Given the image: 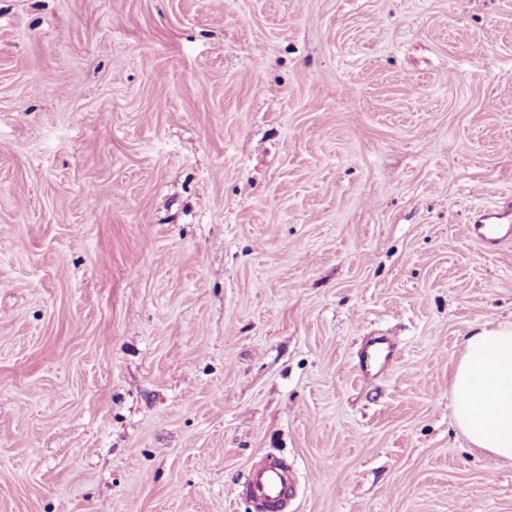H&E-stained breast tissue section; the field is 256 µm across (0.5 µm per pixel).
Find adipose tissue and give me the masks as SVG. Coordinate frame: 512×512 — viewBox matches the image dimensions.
Segmentation results:
<instances>
[{
    "label": "adipose tissue",
    "mask_w": 512,
    "mask_h": 512,
    "mask_svg": "<svg viewBox=\"0 0 512 512\" xmlns=\"http://www.w3.org/2000/svg\"><path fill=\"white\" fill-rule=\"evenodd\" d=\"M450 394L454 423L469 444L512 460V322L485 324L466 338Z\"/></svg>",
    "instance_id": "1"
}]
</instances>
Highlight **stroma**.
<instances>
[{"mask_svg":"<svg viewBox=\"0 0 512 512\" xmlns=\"http://www.w3.org/2000/svg\"><path fill=\"white\" fill-rule=\"evenodd\" d=\"M490 207L512 0H0V512H254L267 454L289 512H512L448 407ZM296 488V478L288 464L269 456L251 469L242 493L256 512H286L296 497Z\"/></svg>","mask_w":512,"mask_h":512,"instance_id":"obj_1","label":"stroma"}]
</instances>
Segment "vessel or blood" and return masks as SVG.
<instances>
[{
  "label": "vessel or blood",
  "instance_id": "vessel-or-blood-1",
  "mask_svg": "<svg viewBox=\"0 0 512 512\" xmlns=\"http://www.w3.org/2000/svg\"><path fill=\"white\" fill-rule=\"evenodd\" d=\"M471 230L473 235L490 243L512 237V225L504 223L499 213H479ZM296 488L293 470L280 458L269 456L252 468L242 492L256 512H286L296 496Z\"/></svg>",
  "mask_w": 512,
  "mask_h": 512
}]
</instances>
